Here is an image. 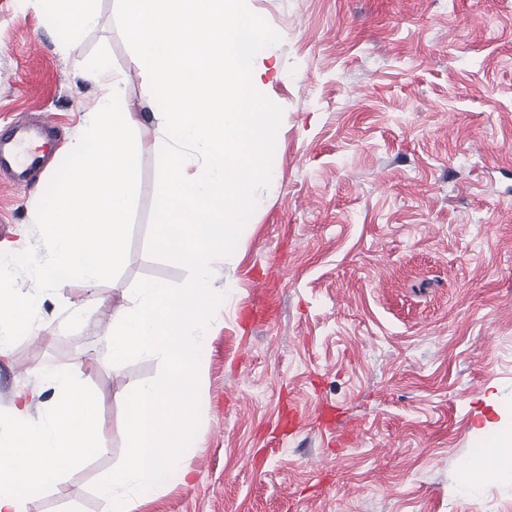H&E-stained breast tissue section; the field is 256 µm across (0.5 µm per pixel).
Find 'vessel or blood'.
<instances>
[{"instance_id": "b4317fda", "label": "vessel or blood", "mask_w": 512, "mask_h": 512, "mask_svg": "<svg viewBox=\"0 0 512 512\" xmlns=\"http://www.w3.org/2000/svg\"><path fill=\"white\" fill-rule=\"evenodd\" d=\"M57 146L50 120L13 122L9 134L0 136V171L9 173V187L16 192L26 190L30 175L45 167Z\"/></svg>"}]
</instances>
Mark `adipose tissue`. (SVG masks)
I'll return each instance as SVG.
<instances>
[{
  "label": "adipose tissue",
  "mask_w": 512,
  "mask_h": 512,
  "mask_svg": "<svg viewBox=\"0 0 512 512\" xmlns=\"http://www.w3.org/2000/svg\"><path fill=\"white\" fill-rule=\"evenodd\" d=\"M40 2L74 43L97 17L98 0ZM97 367L96 360L85 358L48 374L56 400L38 421L30 413L32 395L23 389L16 392L10 429L0 433V512H28L30 495L50 474L61 473L87 452H104L103 426L85 384Z\"/></svg>",
  "instance_id": "obj_1"
}]
</instances>
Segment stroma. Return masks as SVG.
I'll use <instances>...</instances> for the list:
<instances>
[{"label": "stroma", "mask_w": 512, "mask_h": 512, "mask_svg": "<svg viewBox=\"0 0 512 512\" xmlns=\"http://www.w3.org/2000/svg\"><path fill=\"white\" fill-rule=\"evenodd\" d=\"M282 40L259 93L282 109L274 177L219 270L198 385L199 424L171 478L135 512H512V476L466 486L476 449L512 421V0H247ZM116 0L69 47L37 0H0V129L51 116L60 152L101 91L84 78L107 46L136 102L151 95ZM139 197L117 278L44 298L53 342L27 333L0 357V425L18 389L33 418L44 374L92 355L105 452L47 481L28 512H109L94 485L125 450L116 395L155 358L108 359L111 309L142 278L186 270L146 250L160 133L144 122ZM51 179L0 193V242L40 248ZM106 306L74 321L71 304Z\"/></svg>", "instance_id": "obj_1"}]
</instances>
